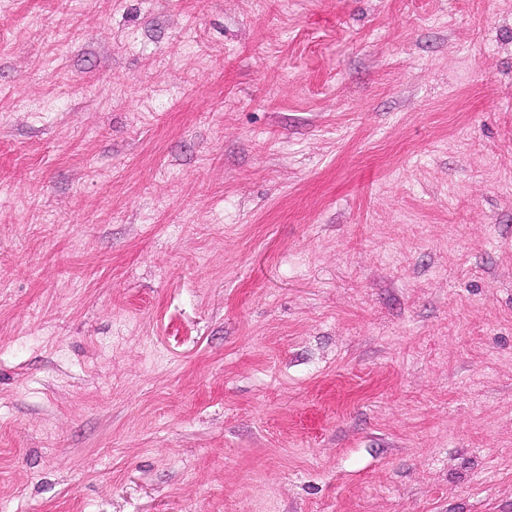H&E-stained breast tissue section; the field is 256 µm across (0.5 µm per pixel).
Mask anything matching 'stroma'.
<instances>
[{"label": "stroma", "mask_w": 512, "mask_h": 512, "mask_svg": "<svg viewBox=\"0 0 512 512\" xmlns=\"http://www.w3.org/2000/svg\"><path fill=\"white\" fill-rule=\"evenodd\" d=\"M0 512H512V0H0Z\"/></svg>", "instance_id": "stroma-1"}]
</instances>
